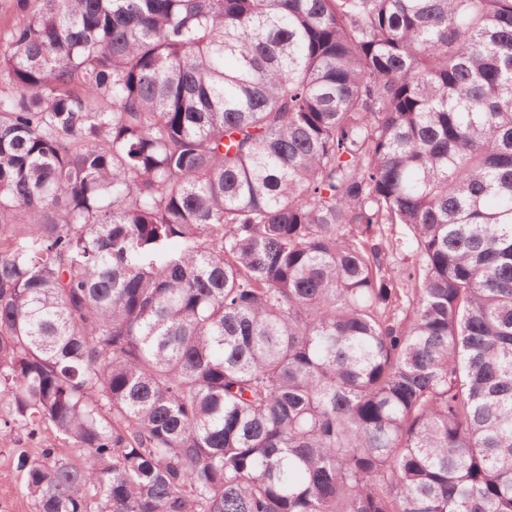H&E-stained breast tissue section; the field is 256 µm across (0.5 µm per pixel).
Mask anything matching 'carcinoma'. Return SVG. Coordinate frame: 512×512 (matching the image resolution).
<instances>
[{"label": "carcinoma", "instance_id": "obj_1", "mask_svg": "<svg viewBox=\"0 0 512 512\" xmlns=\"http://www.w3.org/2000/svg\"><path fill=\"white\" fill-rule=\"evenodd\" d=\"M14 5L36 512H512V0Z\"/></svg>", "mask_w": 512, "mask_h": 512}]
</instances>
